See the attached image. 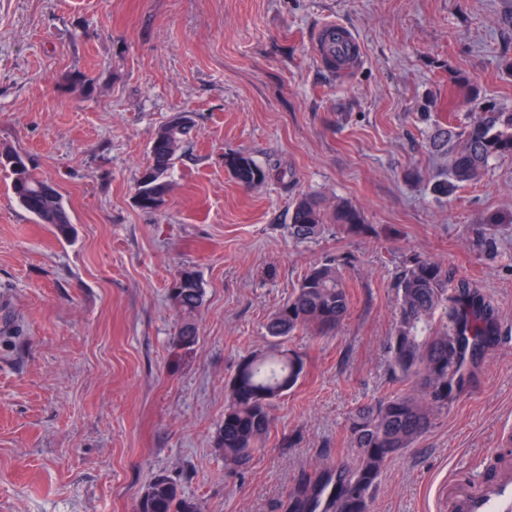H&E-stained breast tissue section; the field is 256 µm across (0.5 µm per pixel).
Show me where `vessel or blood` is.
<instances>
[{"instance_id":"1","label":"vessel or blood","mask_w":512,"mask_h":512,"mask_svg":"<svg viewBox=\"0 0 512 512\" xmlns=\"http://www.w3.org/2000/svg\"><path fill=\"white\" fill-rule=\"evenodd\" d=\"M316 61L335 56L337 75H346L363 59L361 42L354 32L338 24L324 26L311 41ZM448 512H512V476L486 480L448 479Z\"/></svg>"}]
</instances>
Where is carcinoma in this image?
Here are the masks:
<instances>
[{"label":"carcinoma","instance_id":"obj_1","mask_svg":"<svg viewBox=\"0 0 512 512\" xmlns=\"http://www.w3.org/2000/svg\"><path fill=\"white\" fill-rule=\"evenodd\" d=\"M454 93L448 114L467 108L465 118L435 125L430 143L448 157V166L432 181L438 197H449L460 187L480 180L489 161L512 157V110L481 94L476 79L461 72L451 77ZM193 115L179 125L165 123L150 145V162L139 177L135 202L144 212L160 209L169 190V175L184 143L194 131ZM0 167L10 174V189L20 207L38 224L60 236L72 228L62 195L50 180L33 172L28 159L12 151L0 152ZM224 167L246 187L263 183L268 169L253 158L233 152L224 155ZM335 224L352 233L364 219L355 207H332L311 195L299 197L293 207L289 233L299 242L321 236ZM177 287L168 289L182 323L171 339L172 361L178 363L199 341L195 313L203 306L205 290L198 271L183 267L174 275ZM399 318L388 342L391 365L411 384L396 393L360 406L350 417V457L322 464L303 474L288 498L286 512H370L373 490L386 467L413 446L432 427L435 413L448 409L463 391L467 357L489 345L499 333L495 308L465 277L453 279L442 263L413 257L397 277ZM351 306L349 287L335 260L311 265L301 282L271 316L266 351L250 354L238 364L227 384L228 404L217 437L224 466H247L269 435L274 403L303 377V358L284 347L296 331L318 336L336 332ZM135 512H196L177 483L155 476L139 498Z\"/></svg>","mask_w":512,"mask_h":512}]
</instances>
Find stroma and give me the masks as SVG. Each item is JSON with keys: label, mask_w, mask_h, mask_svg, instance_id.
<instances>
[{"label": "stroma", "mask_w": 512, "mask_h": 512, "mask_svg": "<svg viewBox=\"0 0 512 512\" xmlns=\"http://www.w3.org/2000/svg\"><path fill=\"white\" fill-rule=\"evenodd\" d=\"M353 29L363 64L346 79L311 55L330 21ZM512 0H0V149L55 183L73 226L57 236L15 201L0 170V512H135L173 478L199 512H285L301 472L345 456L361 404L400 391L387 345L397 276L417 255L474 280L501 314L456 401L391 462L372 512H447L449 474L482 472L512 434V157L451 197L428 146L424 104L449 70L512 109ZM92 78L84 88L74 75ZM190 112L195 131L160 209L134 199L156 130ZM270 176L240 185L225 154ZM360 210L349 233H288L304 194ZM350 260L339 331H299L298 384L243 470L217 450L226 382L266 347L264 325L305 270ZM205 302L192 353L172 362L178 269Z\"/></svg>", "instance_id": "35a3bbf8"}]
</instances>
